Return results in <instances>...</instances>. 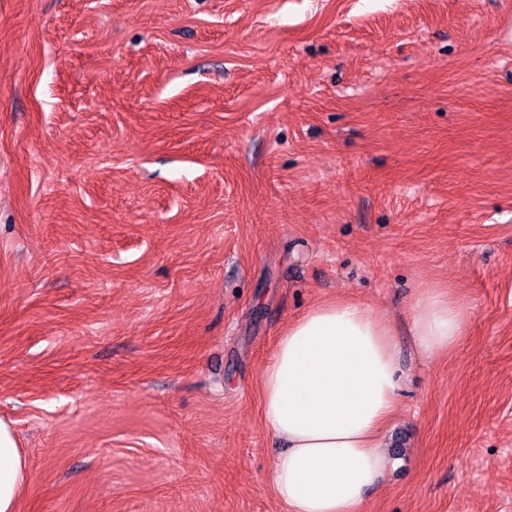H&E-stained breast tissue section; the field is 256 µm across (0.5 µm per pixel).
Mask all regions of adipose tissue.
I'll list each match as a JSON object with an SVG mask.
<instances>
[{"label":"adipose tissue","instance_id":"1","mask_svg":"<svg viewBox=\"0 0 512 512\" xmlns=\"http://www.w3.org/2000/svg\"><path fill=\"white\" fill-rule=\"evenodd\" d=\"M467 314L450 289L421 286L412 336L427 356L453 350ZM391 325L339 299L309 309L279 336L261 377L262 421L278 448L268 475L285 512H359L389 460L380 435L398 402ZM28 459L0 418V512H16Z\"/></svg>","mask_w":512,"mask_h":512}]
</instances>
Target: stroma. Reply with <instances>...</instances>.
Instances as JSON below:
<instances>
[{
	"instance_id": "1",
	"label": "stroma",
	"mask_w": 512,
	"mask_h": 512,
	"mask_svg": "<svg viewBox=\"0 0 512 512\" xmlns=\"http://www.w3.org/2000/svg\"><path fill=\"white\" fill-rule=\"evenodd\" d=\"M336 299L399 349L361 512H512V0H0L17 512H284L261 376ZM447 288L423 285L414 300L412 336L429 357L453 350L465 332L466 311Z\"/></svg>"
}]
</instances>
